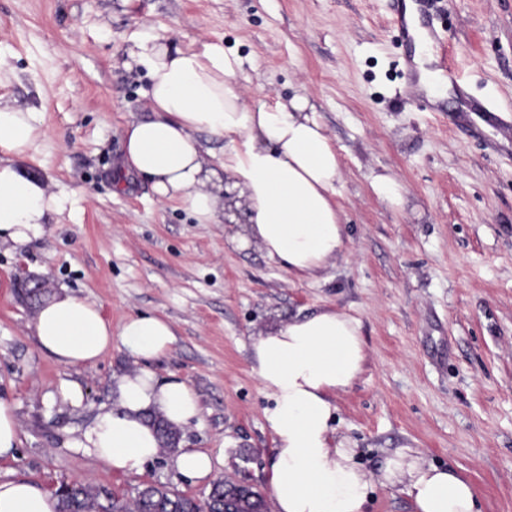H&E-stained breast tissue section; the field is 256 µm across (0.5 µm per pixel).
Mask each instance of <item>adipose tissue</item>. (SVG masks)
Instances as JSON below:
<instances>
[{
  "label": "adipose tissue",
  "instance_id": "obj_1",
  "mask_svg": "<svg viewBox=\"0 0 512 512\" xmlns=\"http://www.w3.org/2000/svg\"><path fill=\"white\" fill-rule=\"evenodd\" d=\"M127 56L151 81L152 116L126 127L122 172L151 183L159 200L183 204L197 223L227 215L238 226L234 242H257L266 258L298 277L319 280L347 253L339 157L307 96L247 103L236 80L240 59L216 42L182 46L139 36ZM40 133L38 112L0 104V244H26L71 202L21 166ZM203 133L224 142L218 167L205 158ZM32 330L58 362L85 368L116 336L97 302L64 291L36 308ZM117 336L136 366L116 377L111 408L96 415L77 445L114 471L138 475L159 452L147 413L178 429L201 408L185 381L158 378L149 367L174 340L168 321L131 316ZM250 359L271 400L265 417L273 454L264 481L273 512H365L376 487L395 485L413 512H480L471 483L454 469L399 451L375 474L337 440L336 396L354 385L367 360L358 320L333 307L289 318L251 337ZM56 503L31 481H0V512H55Z\"/></svg>",
  "mask_w": 512,
  "mask_h": 512
}]
</instances>
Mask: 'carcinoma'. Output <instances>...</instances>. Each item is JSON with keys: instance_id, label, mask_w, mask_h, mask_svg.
Here are the masks:
<instances>
[{"instance_id": "obj_1", "label": "carcinoma", "mask_w": 512, "mask_h": 512, "mask_svg": "<svg viewBox=\"0 0 512 512\" xmlns=\"http://www.w3.org/2000/svg\"><path fill=\"white\" fill-rule=\"evenodd\" d=\"M150 421L156 429L160 448L172 451L179 434L157 417ZM268 503L256 488L239 499L224 482L215 484L213 494L203 500L186 496L166 484L157 483L147 491L137 486L127 495H119L105 486L76 483L72 494L57 501L56 512H267Z\"/></svg>"}]
</instances>
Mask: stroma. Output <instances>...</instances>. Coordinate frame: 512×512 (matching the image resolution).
Masks as SVG:
<instances>
[{"label": "stroma", "mask_w": 512, "mask_h": 512, "mask_svg": "<svg viewBox=\"0 0 512 512\" xmlns=\"http://www.w3.org/2000/svg\"><path fill=\"white\" fill-rule=\"evenodd\" d=\"M398 0H0V98L40 112L25 169L71 206L25 247L0 246V400L19 427L0 480L48 490L76 480L117 494L151 482L204 498L161 453L113 471L77 437L133 368L119 338L139 314L167 320L152 361L201 406L179 445L207 451L215 477L265 489L271 401L249 364L252 336L325 306L357 319L367 363L336 398V435L370 471L401 449L454 467L482 512H512V0H434L462 89L411 79L414 44ZM220 42L241 60L247 102L315 101L341 163L350 240L322 280L288 275L231 224H200L150 184L119 177L123 130L150 118L149 80L122 65L132 37ZM390 178L394 197L379 194ZM102 305L112 345L90 368L59 363L30 328L18 269ZM79 384L84 400L60 396Z\"/></svg>", "instance_id": "1"}]
</instances>
